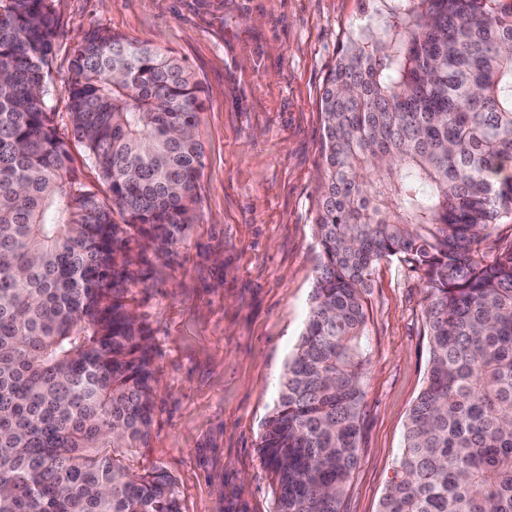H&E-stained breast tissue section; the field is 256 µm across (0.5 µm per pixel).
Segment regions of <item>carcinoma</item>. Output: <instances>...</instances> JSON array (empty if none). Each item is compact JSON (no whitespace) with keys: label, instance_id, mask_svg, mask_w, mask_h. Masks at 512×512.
Here are the masks:
<instances>
[{"label":"carcinoma","instance_id":"carcinoma-1","mask_svg":"<svg viewBox=\"0 0 512 512\" xmlns=\"http://www.w3.org/2000/svg\"><path fill=\"white\" fill-rule=\"evenodd\" d=\"M325 79L320 262L261 451L272 512H345L369 363L366 295L420 273L425 387L380 512H512V0H389ZM54 0H0V512H180L145 445L157 368L125 304L127 229L192 223L202 89L176 56L106 31L73 48L68 118L47 109ZM121 222H116L114 215Z\"/></svg>","mask_w":512,"mask_h":512}]
</instances>
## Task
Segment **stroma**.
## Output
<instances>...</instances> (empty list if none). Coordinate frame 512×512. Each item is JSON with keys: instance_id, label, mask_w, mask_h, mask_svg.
<instances>
[{"instance_id": "stroma-1", "label": "stroma", "mask_w": 512, "mask_h": 512, "mask_svg": "<svg viewBox=\"0 0 512 512\" xmlns=\"http://www.w3.org/2000/svg\"><path fill=\"white\" fill-rule=\"evenodd\" d=\"M49 104L86 184L97 172L67 117L73 47L102 29L176 54L205 90L194 219L164 247L133 235L128 308L146 323L160 383L131 466L171 480L181 512H272L260 454L303 331L319 248L321 94L337 52L383 24L381 0H54ZM418 274L372 272L370 350L347 512H379L429 368Z\"/></svg>"}]
</instances>
